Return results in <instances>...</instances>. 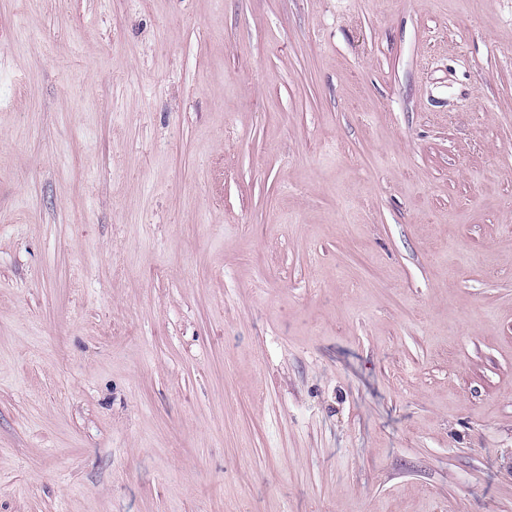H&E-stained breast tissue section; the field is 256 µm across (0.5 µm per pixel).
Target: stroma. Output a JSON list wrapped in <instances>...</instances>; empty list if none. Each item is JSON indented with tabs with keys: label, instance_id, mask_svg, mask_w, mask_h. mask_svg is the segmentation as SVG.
<instances>
[{
	"label": "stroma",
	"instance_id": "35a3bbf8",
	"mask_svg": "<svg viewBox=\"0 0 512 512\" xmlns=\"http://www.w3.org/2000/svg\"><path fill=\"white\" fill-rule=\"evenodd\" d=\"M0 512H512V0H0Z\"/></svg>",
	"mask_w": 512,
	"mask_h": 512
}]
</instances>
